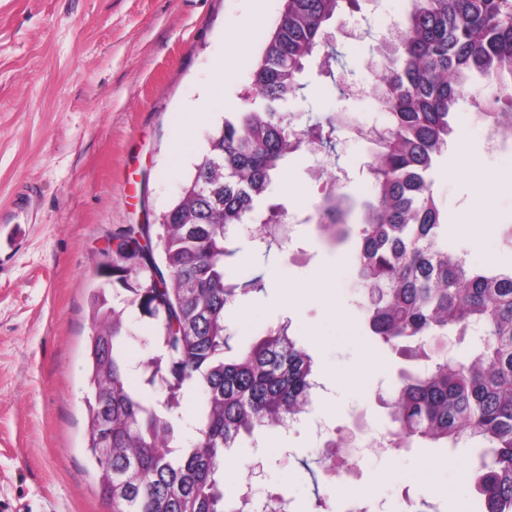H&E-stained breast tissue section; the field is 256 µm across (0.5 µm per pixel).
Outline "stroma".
<instances>
[{
	"label": "stroma",
	"mask_w": 512,
	"mask_h": 512,
	"mask_svg": "<svg viewBox=\"0 0 512 512\" xmlns=\"http://www.w3.org/2000/svg\"><path fill=\"white\" fill-rule=\"evenodd\" d=\"M285 0H0V214L17 196L33 197L19 223H0V512H111L97 493L85 450L87 354L93 332L89 300L101 286L97 263L130 224H153L179 194L206 137L223 115L240 111L260 46ZM262 16H255V9ZM411 0H359L333 19L334 77L315 59L288 103L299 126L350 113L382 126L373 94L381 41L403 28ZM224 64L219 96L204 91ZM479 88L457 105L453 125L481 165L461 173L447 153L433 175L446 220L443 240L476 266L512 268V194L494 177L512 168V144L489 148L473 121ZM204 112L191 143L183 121ZM373 145L341 132L335 155L289 156L271 200L294 224L289 240L261 253L247 233L232 242L229 280L262 276L265 289L227 314L233 351L271 325L290 333L315 359L323 391L294 429L265 428L226 452L224 491L251 507L269 495L295 512H470L477 499L476 440L455 448L415 443L367 449L391 428L386 403L404 357L380 350L367 334L353 246H332L296 216L313 212L332 168L343 192L365 196ZM483 200L497 230L481 219L461 223ZM356 437L360 477L328 481L318 465L322 438Z\"/></svg>",
	"instance_id": "35a3bbf8"
}]
</instances>
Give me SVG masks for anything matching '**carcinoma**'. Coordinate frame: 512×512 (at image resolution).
Listing matches in <instances>:
<instances>
[{"instance_id":"carcinoma-1","label":"carcinoma","mask_w":512,"mask_h":512,"mask_svg":"<svg viewBox=\"0 0 512 512\" xmlns=\"http://www.w3.org/2000/svg\"><path fill=\"white\" fill-rule=\"evenodd\" d=\"M413 2L383 55L377 92L387 135L374 139L367 164L373 192L358 203L331 171L315 216L329 243L355 240L361 309L376 343L401 353L425 336L482 337L466 363L415 349L426 364L401 371L387 403L393 447L422 441L455 448L465 437L481 438L478 508L512 512V268L473 266L449 250L431 192L454 133L452 111L468 86L495 83L498 92L482 100L484 115L512 134V0ZM357 4L285 0L242 111L208 134L201 161L157 225L130 224L116 247L100 252L104 287L91 301L87 448L112 512H249L245 500L224 506V452L310 403L314 360L290 336L289 323L226 357V309L265 283L259 276L228 281L224 268L239 226L253 223L288 156L307 143L336 151V121L300 128L281 108L297 97L315 55L334 58L327 22ZM357 206L361 219L352 224ZM260 223L288 234L276 205ZM132 312L149 322L147 339L137 334ZM139 341L159 350L138 364L143 384L163 396L155 405L131 381L127 350ZM191 384L201 403L196 441L184 448L174 419Z\"/></svg>"}]
</instances>
